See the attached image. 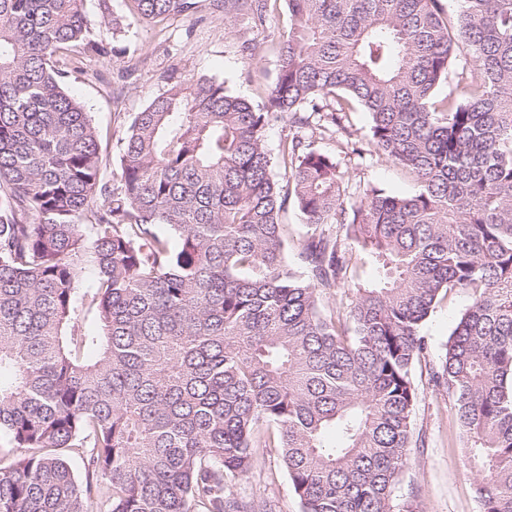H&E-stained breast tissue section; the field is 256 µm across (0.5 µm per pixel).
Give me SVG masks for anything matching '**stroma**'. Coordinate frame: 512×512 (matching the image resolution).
<instances>
[{"label": "stroma", "instance_id": "1", "mask_svg": "<svg viewBox=\"0 0 512 512\" xmlns=\"http://www.w3.org/2000/svg\"><path fill=\"white\" fill-rule=\"evenodd\" d=\"M86 10L93 22L91 37L103 43L105 52L85 61V74L68 78L66 87L85 106L100 134L102 176L107 181L120 172L116 139L125 133L131 116L165 86L168 76L213 78L237 95L260 101L265 87L276 80L279 48L289 24L285 0H273L265 25L251 27L242 16L229 30L213 0H195L190 12L162 21L142 19L130 0H86ZM107 13L121 20L120 35H113L111 26L104 24ZM345 125L343 134L307 129L303 135L315 149L339 154L349 186L370 184L405 195L416 191L414 175L381 156L340 155L346 138H366L369 117L356 106L348 112ZM470 304L466 290L453 289L421 326L427 351L413 368L418 392L413 414L416 444L392 493L395 504L412 505L414 512H480L474 477L461 452L453 401L432 380L448 339ZM255 457V469L238 479V490L270 504L272 512H300L275 450L256 449Z\"/></svg>", "mask_w": 512, "mask_h": 512}]
</instances>
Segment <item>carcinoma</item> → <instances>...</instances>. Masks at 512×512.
I'll use <instances>...</instances> for the list:
<instances>
[{"label": "carcinoma", "instance_id": "carcinoma-1", "mask_svg": "<svg viewBox=\"0 0 512 512\" xmlns=\"http://www.w3.org/2000/svg\"><path fill=\"white\" fill-rule=\"evenodd\" d=\"M132 2L153 20L192 8ZM218 2L224 25L242 2L261 26L270 0ZM458 2L448 19L441 0H286L265 100L168 77L110 184L65 89L101 51L84 0H0V512H261L232 484L255 448L278 450L302 512H407L391 493L420 326L454 288L472 302L433 380L481 512H512V0ZM355 105L414 193L369 185L345 205L336 156L300 131L344 132ZM345 282L342 316L322 294ZM89 309L93 334L75 325ZM282 222L287 225L288 231L290 233V239L292 236L294 239V245L290 252L291 261L299 271L304 272L306 270L303 263L299 259V248L297 247V244L298 239L304 234L306 229L302 225L299 212L291 202H288V206L286 207L285 211L282 212Z\"/></svg>", "mask_w": 512, "mask_h": 512}]
</instances>
